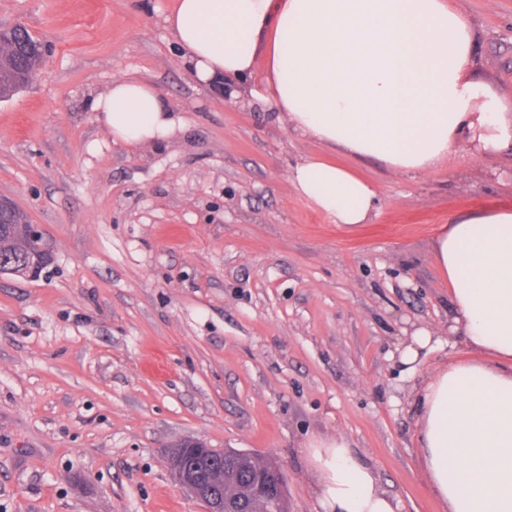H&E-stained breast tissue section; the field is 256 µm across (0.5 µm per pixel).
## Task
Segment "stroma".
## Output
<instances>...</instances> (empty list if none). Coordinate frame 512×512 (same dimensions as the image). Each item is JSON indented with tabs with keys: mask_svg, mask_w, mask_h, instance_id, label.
Listing matches in <instances>:
<instances>
[{
	"mask_svg": "<svg viewBox=\"0 0 512 512\" xmlns=\"http://www.w3.org/2000/svg\"><path fill=\"white\" fill-rule=\"evenodd\" d=\"M176 0H0L47 47L0 99V197L53 262L0 274V512H204L169 470L188 439L282 465L288 512H319L310 444L345 437L398 512H444L424 475L416 391L471 359L448 331L429 245L470 213L512 209V145L390 171L291 130L248 90L199 85L163 18ZM473 80L512 99V0H455ZM149 82L184 114L167 144L121 145L88 108ZM308 157L374 182L366 224H334L288 174ZM439 336L413 376L398 350Z\"/></svg>",
	"mask_w": 512,
	"mask_h": 512,
	"instance_id": "1",
	"label": "stroma"
}]
</instances>
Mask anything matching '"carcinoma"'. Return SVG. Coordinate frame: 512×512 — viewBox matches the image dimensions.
Wrapping results in <instances>:
<instances>
[{
	"label": "carcinoma",
	"mask_w": 512,
	"mask_h": 512,
	"mask_svg": "<svg viewBox=\"0 0 512 512\" xmlns=\"http://www.w3.org/2000/svg\"><path fill=\"white\" fill-rule=\"evenodd\" d=\"M46 51L45 45L21 25L0 28V98L8 97L31 80ZM0 224L6 229L0 233V263L22 276L28 274L39 256V248L28 233L27 214L16 208L0 213ZM265 463L246 457L239 461L224 460V469L236 480L228 482L226 495L240 497V488L251 482Z\"/></svg>",
	"instance_id": "1"
}]
</instances>
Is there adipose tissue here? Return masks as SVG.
Instances as JSON below:
<instances>
[{"instance_id": "obj_1", "label": "adipose tissue", "mask_w": 512, "mask_h": 512, "mask_svg": "<svg viewBox=\"0 0 512 512\" xmlns=\"http://www.w3.org/2000/svg\"><path fill=\"white\" fill-rule=\"evenodd\" d=\"M202 84L246 81L269 34L268 99L291 128L392 171L423 174L452 151L512 142V102L470 80L474 32L453 0H177L165 17ZM91 111L113 142L161 143L184 125L153 86L113 81ZM296 194L333 223H368L379 190L319 158L295 165ZM434 265L449 327L473 357L417 396L425 475L446 512H512V210L444 226ZM322 512H396L344 437L313 444Z\"/></svg>"}]
</instances>
